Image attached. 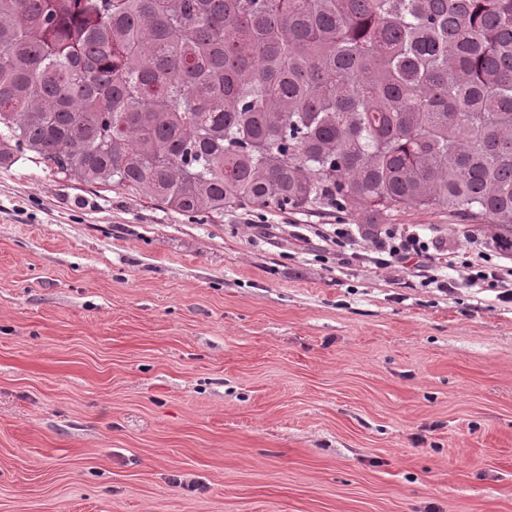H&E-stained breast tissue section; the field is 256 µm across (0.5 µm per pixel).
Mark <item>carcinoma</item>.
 Listing matches in <instances>:
<instances>
[{"label":"carcinoma","mask_w":512,"mask_h":512,"mask_svg":"<svg viewBox=\"0 0 512 512\" xmlns=\"http://www.w3.org/2000/svg\"><path fill=\"white\" fill-rule=\"evenodd\" d=\"M189 215L446 211L512 252V0H0V165Z\"/></svg>","instance_id":"carcinoma-1"}]
</instances>
